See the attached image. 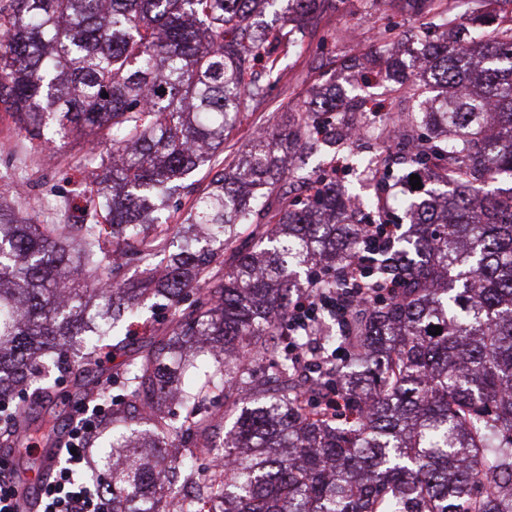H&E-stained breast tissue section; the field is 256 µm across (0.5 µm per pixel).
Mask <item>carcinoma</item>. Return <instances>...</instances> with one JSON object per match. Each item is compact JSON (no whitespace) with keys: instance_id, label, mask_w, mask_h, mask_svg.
Masks as SVG:
<instances>
[{"instance_id":"cac0c4a2","label":"carcinoma","mask_w":512,"mask_h":512,"mask_svg":"<svg viewBox=\"0 0 512 512\" xmlns=\"http://www.w3.org/2000/svg\"><path fill=\"white\" fill-rule=\"evenodd\" d=\"M274 2L0 0V112L40 149L82 141L92 175L67 246V225L28 217L24 175L0 190V447L43 429L66 443L46 415L79 336L70 396L102 401L110 381L127 395L96 461L112 512H512V0H480L488 11L459 20L444 0H404L429 39L331 64L307 103L170 224L171 201L279 81L308 20L345 4L286 0L280 25L256 21ZM338 70L398 101L395 136L374 132L391 144L348 157L370 183L399 163L401 184L418 176L398 205L380 192L355 211L336 178L347 145L332 120L380 110L336 93ZM313 154L330 164L306 173ZM289 180L301 196L280 190ZM398 210L411 233L393 251L359 229L394 224ZM177 234L159 278L119 280L122 264L150 263ZM314 266L317 341L342 361L299 382L295 352L312 335L288 329L287 285ZM351 288L370 296L344 315ZM150 294L174 319L131 350L123 325ZM101 353L122 371L105 374ZM331 392L344 404L332 416ZM219 397L235 416L221 466L201 462L205 405ZM171 435L195 453L168 455ZM179 481L192 494L160 509Z\"/></svg>"}]
</instances>
